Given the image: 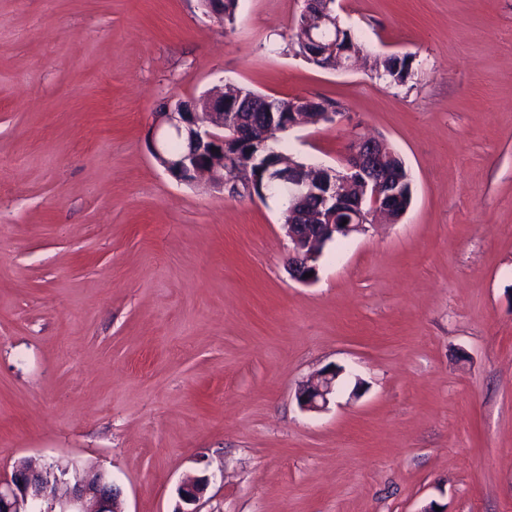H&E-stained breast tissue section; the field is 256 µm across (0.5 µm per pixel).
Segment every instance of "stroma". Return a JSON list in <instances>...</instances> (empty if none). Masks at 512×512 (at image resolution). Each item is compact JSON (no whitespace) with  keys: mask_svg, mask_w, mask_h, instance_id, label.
Segmentation results:
<instances>
[{"mask_svg":"<svg viewBox=\"0 0 512 512\" xmlns=\"http://www.w3.org/2000/svg\"><path fill=\"white\" fill-rule=\"evenodd\" d=\"M303 6L0 0V472L102 469L125 512L201 475L200 512H512V0H336L350 69L296 55ZM226 82L336 103L281 135L305 162L386 139L405 215L293 279L280 200L151 153L154 112ZM405 56V55H404ZM404 56L400 57L399 55L393 54L390 56L385 57L381 61L380 66L382 67V70L385 72L387 71L388 74H385L383 71L379 70V74L383 75L385 74L386 77H390L395 83H404L410 70V61L409 56H407L400 65H398L397 61H394L396 59H402ZM388 58V59H387ZM389 58H392L394 60H391ZM340 370L336 367L320 372L315 378L306 381L297 393L301 408L307 411H320L329 404L335 392L336 379Z\"/></svg>","mask_w":512,"mask_h":512,"instance_id":"1","label":"stroma"}]
</instances>
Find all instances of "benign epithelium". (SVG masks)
I'll return each mask as SVG.
<instances>
[{"mask_svg":"<svg viewBox=\"0 0 512 512\" xmlns=\"http://www.w3.org/2000/svg\"><path fill=\"white\" fill-rule=\"evenodd\" d=\"M319 24L333 30V38L313 39L322 48V56L336 65L347 67L359 54L352 37H343L336 17L324 11ZM205 108L198 100L186 106L167 101L164 111L154 113L151 131L152 154L162 168L178 183L196 186L201 183L220 192L225 187L233 193L256 196L249 181H230L224 164L239 163V155L224 159L230 139L224 137V89L205 93ZM318 100L305 98L301 108L288 114L286 126L330 124L334 112L313 113ZM178 143L182 150L174 154L169 145ZM279 172L259 198L263 199L279 186L288 188V224L284 225L292 244L288 269L303 283L316 279L317 262L324 246L366 230L376 216L399 221L408 210L413 186L409 172L395 149L384 139L359 136L352 140L343 168L301 165L288 154H279ZM344 216L347 223H338ZM312 273L309 278L306 273ZM340 370L320 372L302 385L297 393L301 408L320 411L335 392ZM211 478H192L178 489L184 506L176 512H199L198 502ZM0 512H124L120 490L109 475L99 469H82L73 461H56L37 467L21 459L8 474H0Z\"/></svg>","mask_w":512,"mask_h":512,"instance_id":"7a95c632","label":"benign epithelium"}]
</instances>
